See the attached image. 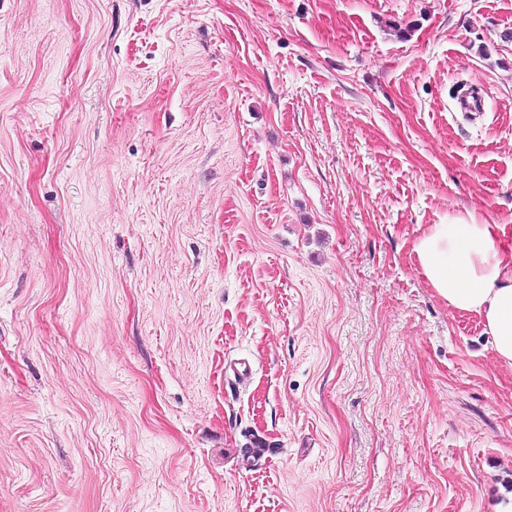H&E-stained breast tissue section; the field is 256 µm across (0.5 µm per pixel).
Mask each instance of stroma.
Instances as JSON below:
<instances>
[{
	"instance_id": "1",
	"label": "stroma",
	"mask_w": 512,
	"mask_h": 512,
	"mask_svg": "<svg viewBox=\"0 0 512 512\" xmlns=\"http://www.w3.org/2000/svg\"><path fill=\"white\" fill-rule=\"evenodd\" d=\"M458 220L512 225V0H0V512H499Z\"/></svg>"
}]
</instances>
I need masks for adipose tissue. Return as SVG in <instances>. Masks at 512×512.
Listing matches in <instances>:
<instances>
[{"label":"adipose tissue","mask_w":512,"mask_h":512,"mask_svg":"<svg viewBox=\"0 0 512 512\" xmlns=\"http://www.w3.org/2000/svg\"><path fill=\"white\" fill-rule=\"evenodd\" d=\"M511 236L504 224H433L414 246L430 286L449 307L481 319L498 361L510 368Z\"/></svg>","instance_id":"obj_1"}]
</instances>
